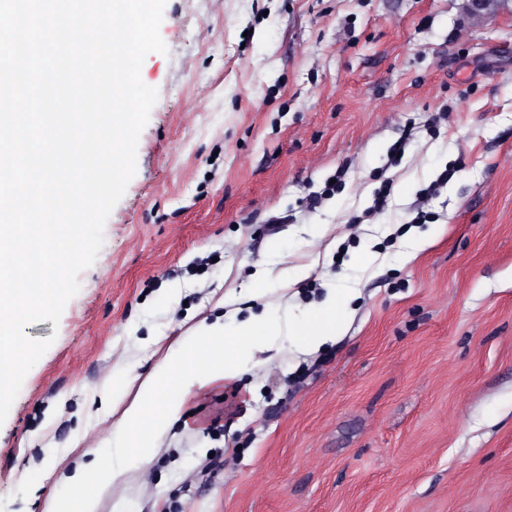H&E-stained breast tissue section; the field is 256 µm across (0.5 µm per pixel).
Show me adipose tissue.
Wrapping results in <instances>:
<instances>
[{
	"label": "adipose tissue",
	"instance_id": "ef3b65f1",
	"mask_svg": "<svg viewBox=\"0 0 512 512\" xmlns=\"http://www.w3.org/2000/svg\"><path fill=\"white\" fill-rule=\"evenodd\" d=\"M266 289H253L250 298L260 313L240 321L235 315L200 321L139 385L130 380L112 383V399L125 408L110 438L95 450L96 464L82 465L67 476L68 493L51 499L47 512H97L98 493L106 481L122 483L151 462L172 425L181 417L193 388L218 379H234L260 366L283 332L280 306L266 302ZM350 294L327 287L322 305L309 311L291 345L302 354L315 352L345 333L352 316Z\"/></svg>",
	"mask_w": 512,
	"mask_h": 512
}]
</instances>
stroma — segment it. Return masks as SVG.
I'll return each instance as SVG.
<instances>
[{
    "instance_id": "obj_1",
    "label": "stroma",
    "mask_w": 512,
    "mask_h": 512,
    "mask_svg": "<svg viewBox=\"0 0 512 512\" xmlns=\"http://www.w3.org/2000/svg\"><path fill=\"white\" fill-rule=\"evenodd\" d=\"M160 33L97 259L25 329L53 343L0 425V512L66 492L113 378L224 302L246 319L250 289L300 326L330 284L356 294L343 336L196 391L98 512H512V0H167Z\"/></svg>"
}]
</instances>
